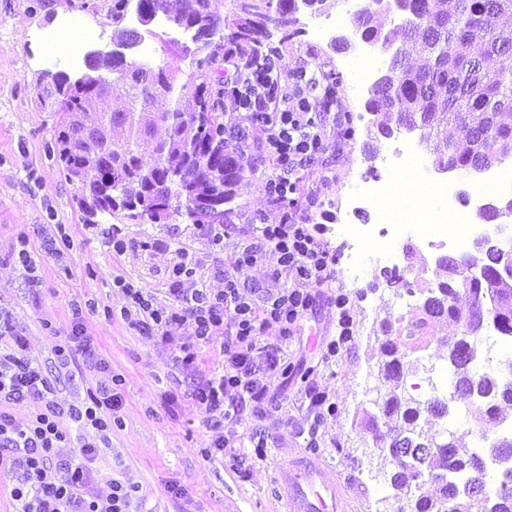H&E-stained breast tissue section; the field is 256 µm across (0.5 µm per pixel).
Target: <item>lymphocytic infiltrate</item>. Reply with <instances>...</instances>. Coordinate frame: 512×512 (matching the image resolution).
Returning a JSON list of instances; mask_svg holds the SVG:
<instances>
[{
	"label": "lymphocytic infiltrate",
	"mask_w": 512,
	"mask_h": 512,
	"mask_svg": "<svg viewBox=\"0 0 512 512\" xmlns=\"http://www.w3.org/2000/svg\"><path fill=\"white\" fill-rule=\"evenodd\" d=\"M229 108L237 128L261 136L272 174L264 182L267 203L279 209L294 200L306 171L323 151L325 132L304 90H288L276 48L225 66ZM257 236L244 239L224 270V287L212 291L198 275L199 260L180 249L179 260L167 272L169 305H159L142 289L126 287L127 306L121 316L130 330L170 345L172 360L183 372L198 371L200 349L213 337L224 339L221 371L201 379L189 394L204 410L211 432L202 448L209 457L229 447L224 425L241 418L246 407L265 401L267 380L282 366L281 340L291 336L313 297L311 287H331L336 281V253L326 240L328 225L309 223L294 210L278 223L260 224ZM271 261L272 279L288 278L291 288L267 292L254 303L240 291L241 277L263 261ZM232 323H225V316ZM190 330L192 342H179L167 329ZM275 330L279 343L264 339ZM26 339L12 314L0 311V402L26 401L36 409L25 423L0 410V467L13 481L15 512H132L139 485L113 480L108 495L95 486L94 464L101 448L112 445V430L122 427L121 375L89 387L83 402L62 404L56 385L41 366L25 355ZM59 369L102 372L106 364L85 339L81 320H74L66 341L56 345Z\"/></svg>",
	"instance_id": "1"
}]
</instances>
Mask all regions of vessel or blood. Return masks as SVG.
Listing matches in <instances>:
<instances>
[{"label":"vessel or blood","mask_w":512,"mask_h":512,"mask_svg":"<svg viewBox=\"0 0 512 512\" xmlns=\"http://www.w3.org/2000/svg\"><path fill=\"white\" fill-rule=\"evenodd\" d=\"M276 483L283 491L288 512H335L336 485L320 460L305 457L299 463L282 467Z\"/></svg>","instance_id":"obj_1"}]
</instances>
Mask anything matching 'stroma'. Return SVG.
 <instances>
[{
    "mask_svg": "<svg viewBox=\"0 0 512 512\" xmlns=\"http://www.w3.org/2000/svg\"><path fill=\"white\" fill-rule=\"evenodd\" d=\"M354 2L325 0L322 11L302 10L297 15L300 36L284 43L275 34L269 40L281 51L287 85L295 84L304 65L314 71L325 62L341 76L337 102L324 113L325 151L302 184L303 189L318 190L319 205L311 212L316 224L324 210L342 218L362 178L396 177L381 160L400 140L378 135L375 117L364 107L369 84L351 68L363 57L361 52L335 50L329 38L312 33L318 21L350 10ZM111 7L112 0H0V309L10 311L24 330L26 356L55 379L60 401H77L86 387L103 378L89 372L71 381L56 369L52 347L56 336L70 332L75 309L83 311L85 338L124 376V426L113 431L111 447L100 451V494H108L116 478L141 486L139 512H286L275 488L277 471L308 455L323 461L335 480L342 495L338 512H374V502L382 500L386 488L382 474L388 466L361 422L366 413L375 412V399L386 391L376 375L378 341L384 335L379 325L390 321L386 335L395 341L420 315L414 306L398 309L402 289L384 277L387 263H365L358 281L342 274L332 287L314 289L311 311L283 347L287 373L271 378L266 401L234 423L233 447L209 458L198 452L206 434L205 415L188 396L189 377L175 368L169 347L160 339L132 335L122 321L126 297L115 280L132 283L168 304L167 270L178 260L179 248L187 246L200 260L209 288L221 290L223 271L241 241L252 234L258 212H266L272 224L279 216L267 205L261 175L249 171L237 188L238 216L220 247L179 220L137 224L116 214L99 224L85 223L78 185L66 180L46 153L58 116L40 104L48 74L66 66L45 60L36 36L61 17L77 14L89 28L103 32L99 50H112L121 28L112 22ZM69 71L74 77L82 74L78 67ZM114 224L128 238L159 242V249L116 254L107 235ZM60 237L66 241L60 251L45 249L46 240ZM23 245L32 258L28 268L18 261ZM399 270L416 289L423 285V271L440 280L448 275L435 255L411 238L400 243ZM339 292L350 299L353 336L339 355L330 357L325 344L336 336L331 300ZM48 322L53 325L49 331L44 328ZM462 330L446 319L431 321L424 348L407 352L403 360L409 394L421 401L430 398L421 366L447 365L441 340ZM312 388L335 402V415L316 419L307 396ZM257 436L268 440L262 459L251 455V440ZM361 470L373 473L363 484L354 480ZM173 484L180 486L181 496L169 493Z\"/></svg>",
    "mask_w": 512,
    "mask_h": 512,
    "instance_id": "stroma-1",
    "label": "stroma"
}]
</instances>
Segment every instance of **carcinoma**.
Returning a JSON list of instances; mask_svg holds the SVG:
<instances>
[{
    "instance_id": "cac0c4a2",
    "label": "carcinoma",
    "mask_w": 512,
    "mask_h": 512,
    "mask_svg": "<svg viewBox=\"0 0 512 512\" xmlns=\"http://www.w3.org/2000/svg\"><path fill=\"white\" fill-rule=\"evenodd\" d=\"M325 0H233V20L217 15L211 0H112V22L124 21L134 6L141 24L158 16L189 35L199 57L192 55L189 72L179 74L163 64L130 59L126 51L142 42L135 28L125 29L124 39L104 56L91 52L86 68H107L116 75L124 93L109 112H92L90 100L112 95V84L76 83L65 71L52 75V87L44 106L59 114L49 155L65 178L79 184L80 205L87 220L123 211L140 224H167L176 217L187 224H231L238 216L232 206L246 168L237 152L229 149L224 125V58L230 49L266 46L272 31L287 42L296 34V14L311 10ZM395 12L413 17L414 35L406 25L388 32L375 27L376 14ZM512 14V0H366L353 13V23L373 41L396 43L403 32L411 51L426 60L414 68L404 51L389 78L368 90L365 110L372 115H391L377 125V133L391 136L393 125L408 124L436 133L430 153L434 166L448 163L474 172L489 170L512 157V125L500 120L512 112V31L500 21ZM468 46L465 55L448 56V42ZM164 100L168 108L155 113ZM457 123L464 140L452 142L441 136ZM121 140L124 148L112 149ZM499 144V155L485 151ZM507 218L512 202L489 203L480 213ZM512 270V247L494 245L476 252L448 269L455 287L442 280L427 289L422 316L407 327L405 339L379 344L378 377L388 392L375 402L378 412L363 423L379 455L391 459L388 472L392 498L406 501L410 512H512V483L487 489V472L481 456L448 442L441 420L448 416V400L434 396L420 402L402 391L401 370L405 349L422 347L429 323L448 317L462 323L459 336L446 337L448 366L455 393L477 400L491 394L489 406L477 405L479 419L491 423L500 405L512 404V382L500 383L492 374L473 371L475 352L470 337L492 317L500 333L512 337V282L502 279ZM468 298L466 310H458L460 294ZM430 431L425 432L421 424ZM461 470L465 482H448V474ZM427 484L438 493L427 495ZM481 491L476 497L473 490Z\"/></svg>"
}]
</instances>
